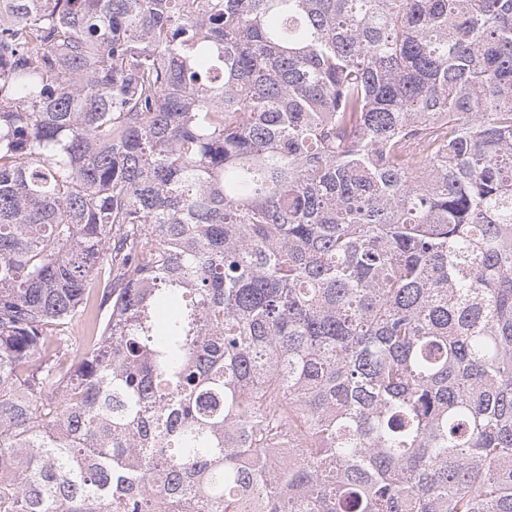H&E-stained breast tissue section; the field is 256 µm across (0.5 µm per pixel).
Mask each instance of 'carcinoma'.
Returning a JSON list of instances; mask_svg holds the SVG:
<instances>
[{"instance_id":"cac0c4a2","label":"carcinoma","mask_w":512,"mask_h":512,"mask_svg":"<svg viewBox=\"0 0 512 512\" xmlns=\"http://www.w3.org/2000/svg\"><path fill=\"white\" fill-rule=\"evenodd\" d=\"M0 512H512V0H6Z\"/></svg>"}]
</instances>
